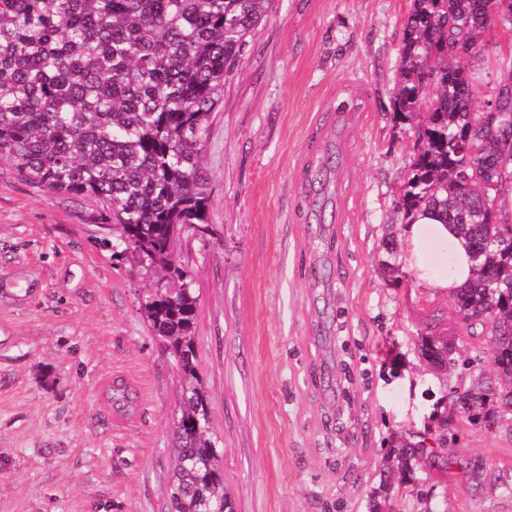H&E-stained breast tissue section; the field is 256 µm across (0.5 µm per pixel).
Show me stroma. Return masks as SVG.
Wrapping results in <instances>:
<instances>
[{
	"instance_id": "1",
	"label": "stroma",
	"mask_w": 512,
	"mask_h": 512,
	"mask_svg": "<svg viewBox=\"0 0 512 512\" xmlns=\"http://www.w3.org/2000/svg\"><path fill=\"white\" fill-rule=\"evenodd\" d=\"M411 5L273 0L212 115L207 232L186 230L177 253L233 512H367L396 440L460 384L419 352L421 337L462 334L453 298L401 259L417 128L393 88ZM484 39L482 102L512 72V30ZM348 82L365 111H322ZM305 177L324 183L325 223ZM98 209L0 161V512L169 509L181 376L140 304L176 281L101 245L117 231ZM116 371L136 387L124 431L98 390ZM447 439L416 473L434 512H512V427L462 421ZM473 463L488 482L468 480Z\"/></svg>"
}]
</instances>
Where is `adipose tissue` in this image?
<instances>
[{
    "label": "adipose tissue",
    "mask_w": 512,
    "mask_h": 512,
    "mask_svg": "<svg viewBox=\"0 0 512 512\" xmlns=\"http://www.w3.org/2000/svg\"><path fill=\"white\" fill-rule=\"evenodd\" d=\"M435 236L445 244L450 254L447 270L432 269L422 252L421 243L427 236ZM405 263L417 274L422 287L452 292L470 277L472 260L464 243L455 235L451 225L443 224L436 214L419 211L412 215L409 226L408 249Z\"/></svg>",
    "instance_id": "obj_1"
}]
</instances>
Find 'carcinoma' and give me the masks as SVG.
Listing matches in <instances>:
<instances>
[{
  "label": "carcinoma",
  "instance_id": "carcinoma-1",
  "mask_svg": "<svg viewBox=\"0 0 512 512\" xmlns=\"http://www.w3.org/2000/svg\"><path fill=\"white\" fill-rule=\"evenodd\" d=\"M272 2L0 0V160L25 182L96 200L101 223L122 225L118 253L180 281L141 302L182 378L170 512H230L196 368L197 297L175 265L173 228L206 223L201 162L211 115ZM489 2L413 0L394 97L399 112L424 116L400 204L437 213L469 249L480 272L455 292V306L466 331L489 326L498 378L512 386V226L465 178L474 167L488 182L512 176L496 138L468 143L479 112L459 53L481 58ZM420 342L439 368L470 366L453 344ZM467 392L462 417L472 423L491 396L512 395L480 374ZM394 457L406 485L422 454L401 440Z\"/></svg>",
  "mask_w": 512,
  "mask_h": 512
}]
</instances>
